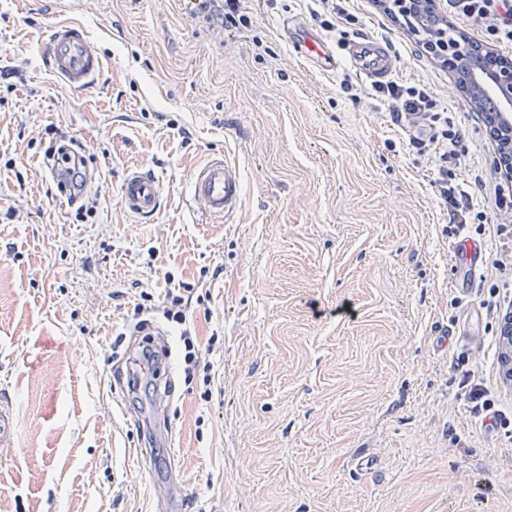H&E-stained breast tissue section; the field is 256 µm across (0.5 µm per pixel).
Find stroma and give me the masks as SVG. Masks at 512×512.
Returning a JSON list of instances; mask_svg holds the SVG:
<instances>
[{
    "label": "stroma",
    "mask_w": 512,
    "mask_h": 512,
    "mask_svg": "<svg viewBox=\"0 0 512 512\" xmlns=\"http://www.w3.org/2000/svg\"><path fill=\"white\" fill-rule=\"evenodd\" d=\"M346 9L356 22L333 43L384 38L394 82L449 108L452 179L487 224H450L433 151L408 144L412 119L348 66L329 75L294 53L280 24L314 26L303 0H243L227 34L185 0H0V397L17 414L0 512H512V439L471 413L463 385L474 372L512 417V235L496 231L512 208L495 200L512 179L483 114L405 21L377 0ZM60 18L106 57L82 90L42 60ZM49 127L90 157L88 223L56 188ZM215 156L244 182L223 221L191 194ZM136 166L162 186L146 220L120 194ZM464 235L486 250L465 298L448 286ZM169 275L205 298L192 316L212 399L174 360L169 410L154 411L148 375L115 404L113 375L141 342L134 308ZM472 304L482 334L468 348L450 336ZM502 348L501 359L503 365L506 367L505 375L506 380L512 381V314L510 313L504 317L501 326Z\"/></svg>",
    "instance_id": "1"
}]
</instances>
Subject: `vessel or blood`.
Here are the masks:
<instances>
[{"instance_id": "b4317fda", "label": "vessel or blood", "mask_w": 512, "mask_h": 512, "mask_svg": "<svg viewBox=\"0 0 512 512\" xmlns=\"http://www.w3.org/2000/svg\"><path fill=\"white\" fill-rule=\"evenodd\" d=\"M293 41L300 56L327 74L336 73L348 65L372 85L388 80L396 70V58L386 41L375 37H360L343 47H336L317 30L295 27ZM46 66L72 88L80 89L101 73L104 59L98 47L76 24L54 26L43 49ZM121 198L129 213L143 218L152 217L160 207L161 185L154 175L139 168L127 170L121 182ZM242 195L241 176L232 162L223 158L209 160L193 176L194 201L211 217L222 219L237 208ZM456 263L469 270L479 269L484 251L476 243L453 249Z\"/></svg>"}]
</instances>
